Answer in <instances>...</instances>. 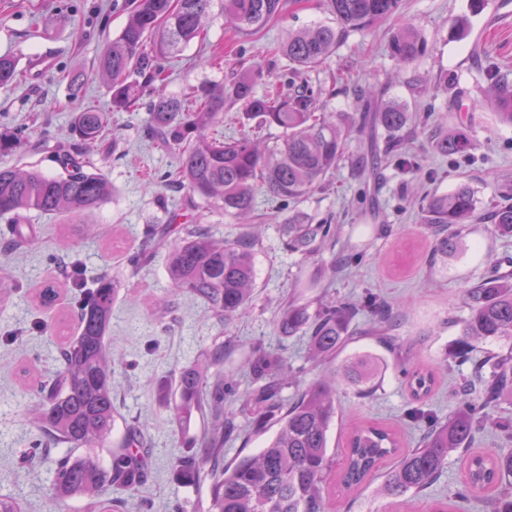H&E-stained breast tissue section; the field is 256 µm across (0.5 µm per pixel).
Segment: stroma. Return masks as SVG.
<instances>
[{
    "instance_id": "1",
    "label": "stroma",
    "mask_w": 512,
    "mask_h": 512,
    "mask_svg": "<svg viewBox=\"0 0 512 512\" xmlns=\"http://www.w3.org/2000/svg\"><path fill=\"white\" fill-rule=\"evenodd\" d=\"M210 13L207 43H190L171 59L166 94L181 96L204 82L222 83L239 60L273 59L274 47L289 32L333 21L324 0H291L282 16L246 40L225 25L222 0H213ZM462 16L469 21L465 38L448 39L449 27ZM126 17L122 0H0V55L16 56L23 73L17 85L0 88V128L17 132L21 139L16 150L0 154V164L59 172L55 150L69 142L74 111L86 104L111 111L110 92L96 76L95 64ZM406 22L424 32L431 49L404 66L390 56L388 38ZM49 49L54 52L52 66L32 71L33 60ZM489 62L512 73V0H486L477 14L471 13L469 0H402L399 15L372 32L350 34L309 74L317 87L329 86L333 74H343L346 91L329 100L331 111L355 114L356 90L385 84L409 108L429 104L448 124H463L470 141L466 155L444 156L434 148L433 130L414 132L411 148L421 157L423 170L403 174L382 167L377 195L386 212L381 218H374L362 203V183L348 163L331 175L324 191L300 204L310 214L334 217L337 251L362 256L358 266L327 283V292L343 302L373 294L399 308L393 330L399 351L368 335L374 320L370 313L360 314L350 325L352 337L337 352L335 366L373 354L382 357L384 368L367 395L341 386L331 447L345 448L350 434L366 423L394 431L402 449L419 447L426 429L408 417V410L419 406L435 418H447L457 406L455 390L470 376L474 362L505 348L503 342L492 341L479 344L468 360L454 354L456 322L468 312L464 291L490 276L494 267L512 268V236L495 234L488 223L467 225L465 251L444 263L434 255L431 232L416 217L423 193L446 192L462 182L484 206L502 184L512 183V126L497 121L483 100L488 85L484 66ZM111 113L114 138L93 144L89 152L113 185L111 197L94 216L100 231L87 230L71 216L27 211L20 222L31 226L34 235L21 242L6 233L7 222L0 218V274L24 284L23 293L0 308V490L13 493L22 512H83L82 501L60 504L53 499L51 460L40 457L27 467L21 463L25 453L40 445L25 408L39 381L53 373L64 338L78 327L67 286L59 285V297L50 307L40 304V289L57 277V261L65 254L80 261L90 277L124 266L145 225L166 223L169 210L183 200L175 189L151 183L175 170L179 156L148 136L145 111ZM284 215L277 201L258 194L254 221L265 231L257 246L256 299L247 314L229 325L219 324L189 295L178 297L164 319L152 315L149 296L168 286L163 258L126 278L110 329L126 355L125 364L115 366L112 374V403L122 416L112 438L121 440L129 425L143 429L147 479L135 491H117L123 512H205V489L183 484L175 465L184 435L200 431L205 421L197 418L187 428L178 427L160 385L214 342L225 344V369H236L251 349L262 348L286 356L302 384L319 379L320 367L307 360V337L279 335L274 325L278 310L295 293L291 283L300 262L298 255L284 251L279 238L276 226ZM413 367L434 374L429 393L418 401L406 377ZM506 445L500 433L477 435L466 450L449 455L436 482L410 497L381 494L383 476L395 464L394 459L383 460L360 487L331 495L330 512H433L437 502L449 499L456 502L454 512H489L487 494L466 500L455 494L469 455Z\"/></svg>"
}]
</instances>
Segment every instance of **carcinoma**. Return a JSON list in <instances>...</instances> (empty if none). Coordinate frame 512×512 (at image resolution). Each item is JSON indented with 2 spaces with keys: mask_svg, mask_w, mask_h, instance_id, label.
I'll list each match as a JSON object with an SVG mask.
<instances>
[{
  "mask_svg": "<svg viewBox=\"0 0 512 512\" xmlns=\"http://www.w3.org/2000/svg\"><path fill=\"white\" fill-rule=\"evenodd\" d=\"M212 0H130L126 22L119 34L106 41L97 58V70L107 81L111 111L135 112L150 96L146 126L153 138L177 150L180 167L176 185L186 191L184 206L190 210L217 211L236 223L254 210L258 192L282 202H300L326 186L356 132L359 151L353 159L358 176L369 182L378 178L380 164L403 173L417 172L422 165L405 143L410 121L407 107L387 99V87L362 92L359 112L338 116L328 110L323 96L336 94L334 85L315 92L304 75L323 64L343 39L363 32L396 15L401 0H327L336 25L319 23L288 34L277 54L289 67L267 78L258 63L240 64L221 87L203 84L192 91L199 109L186 108L184 99L155 86L167 78L162 62L174 58L187 45L205 36L204 20ZM287 0H224V20L238 34L252 36L286 8ZM426 36L407 24L390 38V55L409 64L428 52ZM490 105L497 118L512 125V80L489 64L486 66ZM20 75L16 59L0 55V87L14 84ZM238 107L241 132L220 143L207 129L224 122V107ZM109 113L94 107L77 112L71 122V142L61 156L62 173L24 170L0 165V217L17 218L24 211L83 217L112 195V183L100 169L88 170L86 149L101 140ZM275 128L280 135L264 145L256 130ZM436 150L444 155L464 154L469 142L459 129H442ZM420 223L435 236L441 256L453 254L463 244L461 232L444 235L450 226L465 227L488 219L501 235H512V196L503 195L487 214L479 212L472 190L461 184L449 192L427 193L420 200ZM173 211L166 224L146 229L143 241L130 258V266L164 251L170 288L152 300L157 314H164L175 297L189 294L201 300L222 325L246 314L255 299L256 245L263 225L247 224L235 237H217L201 224L179 221ZM279 231L284 248L300 256L306 265L303 288H317L336 272V262L317 264L334 238L332 217L319 220L294 210ZM59 274L75 289L79 313L78 334L65 340L51 381L40 385V396L28 409L29 420L46 447L61 448L54 459L51 490L56 500L79 498L86 512H112V486L136 489L145 469V434L127 427L122 440L112 445V431L119 414L112 404V372L121 361L117 344L109 336L112 307L123 278L101 273L92 285L84 280L76 261L60 263ZM468 315L461 321L458 354L467 358L473 343L488 340L512 342V272L495 270L485 281L466 290ZM379 316L371 332L394 346L391 317L386 307L369 294L362 304L338 303L317 298L293 300L276 316L283 336L309 338V359L322 362L342 349L350 336V322L359 308ZM481 362L472 373L479 398L471 387L458 389V408L448 419L431 424L418 448L399 453V443L388 430L362 426L349 440L341 485L352 489L364 483L378 462L396 456L383 491L389 496L418 493L442 471L448 455L467 446L491 421V412L505 400L512 401V347L499 355L484 373ZM241 368L250 371L254 385L242 395L235 409L224 404V392L234 387L235 372L224 371V344L217 343L181 368L175 378L172 413L179 424L200 414L207 418L202 433L183 444L176 459L181 479L190 486L207 485V512H327L325 490L334 463L329 433L336 421V392L342 384L357 388L374 375L370 360L357 358L304 388L284 403V389L297 384L288 359L278 353L254 350ZM433 373L414 369L409 388L418 400L430 391ZM254 416L258 427L273 433L254 454L237 456L224 463V441L236 430L238 414ZM109 449L110 462L103 465L99 452ZM497 493L490 499L491 512H512V448H499L491 456L468 457L463 489L458 497L485 490Z\"/></svg>",
  "mask_w": 512,
  "mask_h": 512,
  "instance_id": "1",
  "label": "carcinoma"
}]
</instances>
